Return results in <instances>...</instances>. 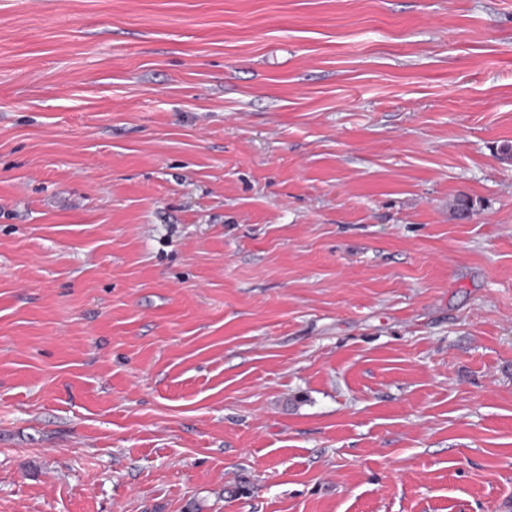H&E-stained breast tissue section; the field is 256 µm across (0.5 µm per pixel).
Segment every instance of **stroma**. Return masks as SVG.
<instances>
[{"instance_id":"1","label":"stroma","mask_w":512,"mask_h":512,"mask_svg":"<svg viewBox=\"0 0 512 512\" xmlns=\"http://www.w3.org/2000/svg\"><path fill=\"white\" fill-rule=\"evenodd\" d=\"M505 144L512 0H0V512H512Z\"/></svg>"}]
</instances>
